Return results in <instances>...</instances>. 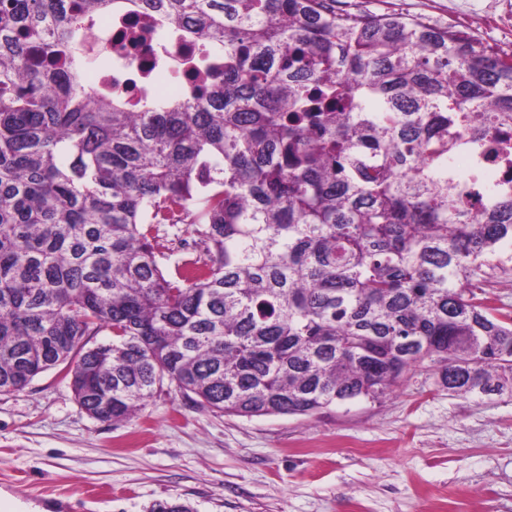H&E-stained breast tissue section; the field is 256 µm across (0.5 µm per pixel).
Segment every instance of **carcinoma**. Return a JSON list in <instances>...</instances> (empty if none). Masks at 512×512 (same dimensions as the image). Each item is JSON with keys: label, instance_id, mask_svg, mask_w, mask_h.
Instances as JSON below:
<instances>
[{"label": "carcinoma", "instance_id": "carcinoma-1", "mask_svg": "<svg viewBox=\"0 0 512 512\" xmlns=\"http://www.w3.org/2000/svg\"><path fill=\"white\" fill-rule=\"evenodd\" d=\"M122 2L0 0V394L60 366L115 426L166 382L244 417L377 400L423 366L512 396V314L483 291L512 274V193L471 214L448 178V126L507 139L512 54L336 0H139L206 81L127 108L79 49ZM161 224L200 255L169 267Z\"/></svg>", "mask_w": 512, "mask_h": 512}]
</instances>
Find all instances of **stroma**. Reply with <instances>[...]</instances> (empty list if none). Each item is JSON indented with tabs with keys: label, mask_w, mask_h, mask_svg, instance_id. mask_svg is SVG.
<instances>
[{
	"label": "stroma",
	"mask_w": 512,
	"mask_h": 512,
	"mask_svg": "<svg viewBox=\"0 0 512 512\" xmlns=\"http://www.w3.org/2000/svg\"><path fill=\"white\" fill-rule=\"evenodd\" d=\"M448 23V0H339ZM77 512H512V397L448 395L421 368L397 397L311 417H240L198 408L170 387L131 421L88 416L58 370L0 395V482Z\"/></svg>",
	"instance_id": "obj_1"
}]
</instances>
